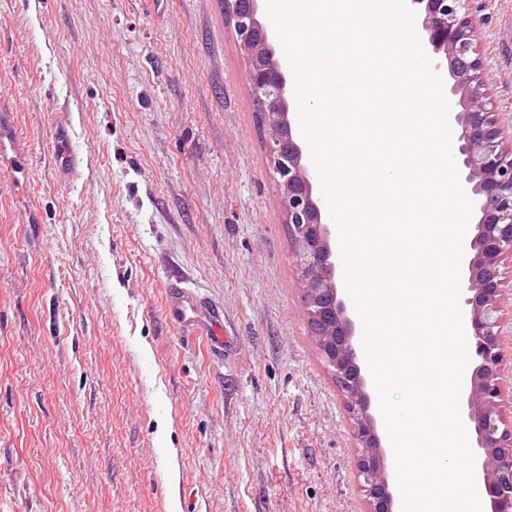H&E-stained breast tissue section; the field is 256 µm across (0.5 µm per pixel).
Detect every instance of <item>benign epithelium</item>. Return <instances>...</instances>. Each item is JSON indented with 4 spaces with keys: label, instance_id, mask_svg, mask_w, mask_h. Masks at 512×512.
<instances>
[{
    "label": "benign epithelium",
    "instance_id": "obj_1",
    "mask_svg": "<svg viewBox=\"0 0 512 512\" xmlns=\"http://www.w3.org/2000/svg\"><path fill=\"white\" fill-rule=\"evenodd\" d=\"M260 2L224 0V15L247 58V82L262 108L310 336L336 377L353 419L357 471L368 512H395L387 451L371 413L370 383L357 339L359 316L344 293L336 227L319 205V179L293 120L297 104L290 68L275 32L260 16ZM409 5L416 12L426 53L446 61L452 80L449 99L455 101L449 120L457 132L462 186L476 206L468 229L469 311L464 324L475 359L470 361L464 425L473 439L490 512H512V425L501 411V263L512 257V148L504 147V129L488 108L477 53L482 21L473 13L471 0H409Z\"/></svg>",
    "mask_w": 512,
    "mask_h": 512
}]
</instances>
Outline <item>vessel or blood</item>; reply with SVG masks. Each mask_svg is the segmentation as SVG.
<instances>
[{"label": "vessel or blood", "mask_w": 512, "mask_h": 512, "mask_svg": "<svg viewBox=\"0 0 512 512\" xmlns=\"http://www.w3.org/2000/svg\"><path fill=\"white\" fill-rule=\"evenodd\" d=\"M56 164L70 178L80 174L79 162L71 150L66 132H59L54 145ZM31 157L23 149L13 126L0 121V171L9 175L16 191L21 212L36 215L38 203L24 186ZM165 312L179 328L197 336L206 337L214 353L223 354L234 345V338L224 328L222 309L205 302L195 291L171 284L166 290Z\"/></svg>", "instance_id": "obj_1"}]
</instances>
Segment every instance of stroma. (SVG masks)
Here are the masks:
<instances>
[{
    "instance_id": "stroma-1",
    "label": "stroma",
    "mask_w": 512,
    "mask_h": 512,
    "mask_svg": "<svg viewBox=\"0 0 512 512\" xmlns=\"http://www.w3.org/2000/svg\"><path fill=\"white\" fill-rule=\"evenodd\" d=\"M473 6L507 126L512 0ZM246 73L224 0H0V108L43 214L0 175V512H367ZM60 126L86 161L67 183ZM172 281L234 352L169 323Z\"/></svg>"
}]
</instances>
